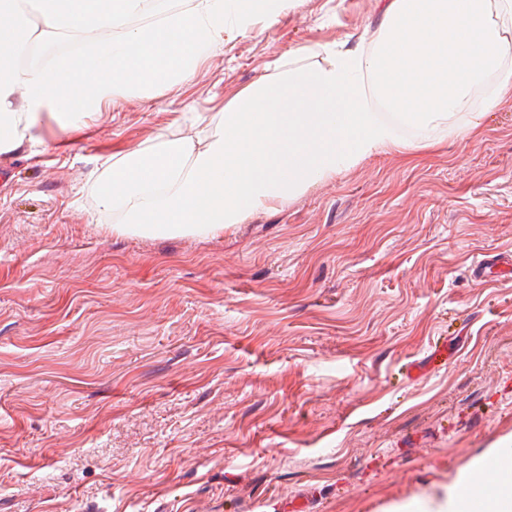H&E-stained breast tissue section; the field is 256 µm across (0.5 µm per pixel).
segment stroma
Instances as JSON below:
<instances>
[{
  "mask_svg": "<svg viewBox=\"0 0 512 512\" xmlns=\"http://www.w3.org/2000/svg\"><path fill=\"white\" fill-rule=\"evenodd\" d=\"M388 0H288L157 97L0 154V512H423L512 449V101L212 235L113 231L97 157L173 130ZM489 277L475 279V259Z\"/></svg>",
  "mask_w": 512,
  "mask_h": 512,
  "instance_id": "1",
  "label": "stroma"
}]
</instances>
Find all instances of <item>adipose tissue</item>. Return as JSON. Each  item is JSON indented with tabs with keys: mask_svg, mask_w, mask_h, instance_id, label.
I'll return each mask as SVG.
<instances>
[{
	"mask_svg": "<svg viewBox=\"0 0 512 512\" xmlns=\"http://www.w3.org/2000/svg\"><path fill=\"white\" fill-rule=\"evenodd\" d=\"M288 0H0V154L43 113L69 126L119 93L193 74L225 33L272 24ZM74 40L76 52L36 53ZM512 0H389L369 48L316 43L227 100L197 137L163 134L101 159L99 204L117 230L208 235L288 203L340 167L426 136L482 90L480 112L512 100ZM389 118H382L381 110Z\"/></svg>",
	"mask_w": 512,
	"mask_h": 512,
	"instance_id": "obj_1",
	"label": "adipose tissue"
}]
</instances>
